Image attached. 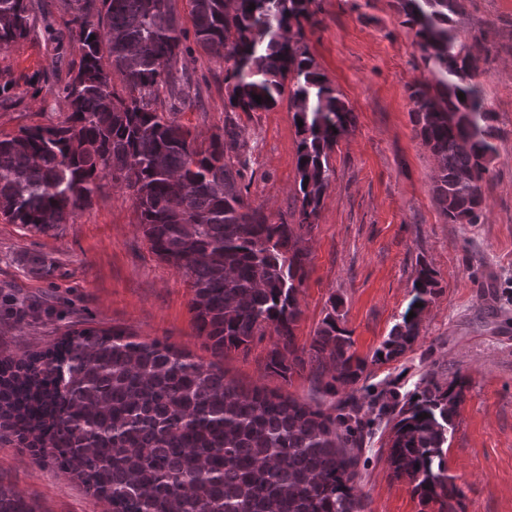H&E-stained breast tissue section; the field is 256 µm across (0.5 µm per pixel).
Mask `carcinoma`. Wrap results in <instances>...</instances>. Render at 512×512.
Instances as JSON below:
<instances>
[{
  "label": "carcinoma",
  "instance_id": "obj_1",
  "mask_svg": "<svg viewBox=\"0 0 512 512\" xmlns=\"http://www.w3.org/2000/svg\"><path fill=\"white\" fill-rule=\"evenodd\" d=\"M61 17L80 52L62 87L63 120L0 135V219L48 233L74 221L100 182L131 191L151 250L188 278L198 332L217 355L276 337L266 367L288 380L315 366L330 408L280 391L243 390L216 362L121 329L72 330L47 348L0 359V428L51 455L112 512H365L355 486L361 421L355 392L366 361L336 313L297 354L305 254L298 247L327 190L331 154L355 115L298 46L314 0H190L193 42L225 63L228 106L269 111L283 101L302 121L297 224H276L246 196L247 163L225 158L232 127L196 145L176 105L198 95L183 68L187 34L170 0H72ZM255 9H250V4ZM434 82L410 88L416 136L436 161L433 196L450 224H478L498 156L495 112L476 81L481 58L459 38L464 0H396ZM33 26L28 0H0V50ZM95 39H90V36ZM121 76L122 89L114 75ZM464 99H459V95ZM261 96L256 102L253 96ZM439 281L426 264L401 320L372 356L412 349L422 308ZM415 317L407 319L408 312ZM462 385L423 377L379 412L393 415L388 456L425 503L458 512L463 496L446 466ZM0 512H36L0 485Z\"/></svg>",
  "mask_w": 512,
  "mask_h": 512
}]
</instances>
